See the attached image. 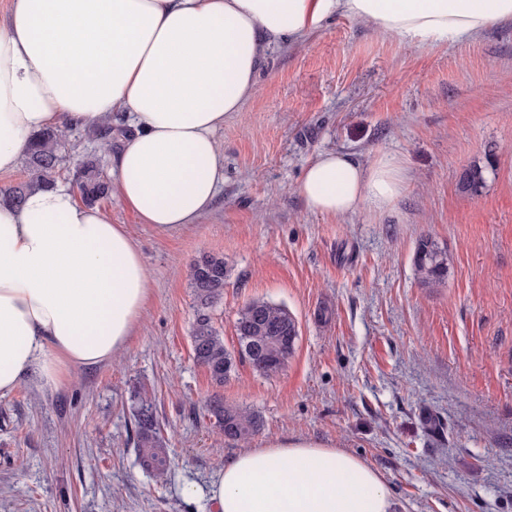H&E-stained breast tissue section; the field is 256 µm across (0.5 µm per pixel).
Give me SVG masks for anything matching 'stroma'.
<instances>
[{
  "mask_svg": "<svg viewBox=\"0 0 512 512\" xmlns=\"http://www.w3.org/2000/svg\"><path fill=\"white\" fill-rule=\"evenodd\" d=\"M256 81L219 134L224 182L198 224L157 231L116 196L100 201L142 252L148 308L112 363L0 397V512H213L210 484L229 458L297 438L367 461L398 512H512V20L408 47L333 17L304 44L270 45ZM122 144L74 131L57 182L72 185L79 155L109 172ZM329 150L364 165L399 156L406 192L383 213L308 211L296 185ZM473 164L484 182L470 193L459 177ZM424 237L448 254L445 284L415 276ZM205 253L230 269L211 310L229 351L249 301L295 317L281 372L241 360L219 387L194 360L187 269ZM139 396L168 446L161 481L139 464ZM216 398L258 413L261 430L225 440Z\"/></svg>",
  "mask_w": 512,
  "mask_h": 512,
  "instance_id": "1",
  "label": "stroma"
}]
</instances>
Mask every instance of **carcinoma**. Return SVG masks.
I'll use <instances>...</instances> for the list:
<instances>
[{"mask_svg":"<svg viewBox=\"0 0 512 512\" xmlns=\"http://www.w3.org/2000/svg\"><path fill=\"white\" fill-rule=\"evenodd\" d=\"M66 138L67 133L58 129H46L33 135L22 160L28 178L0 191V202L19 206L34 187L54 184ZM75 181L82 200L91 205L112 193V186L102 177L94 158L76 161ZM483 182V169L476 165L464 169L459 178L461 189L470 192L477 191ZM413 265L417 278L427 286L440 284L448 276L446 252L430 238L419 240ZM228 278L229 269L220 255H203L189 267L190 285L197 302L192 336L194 359L217 385L228 380L236 368L235 356L224 346V337L213 326L209 313L222 298ZM235 331L239 356L248 362L253 372L262 376H270L285 367L299 335L297 321L288 308L264 300H252L241 308ZM209 411L228 440H246L260 429V418L256 414L226 405L218 398L210 403ZM134 421L140 463L156 476H163L168 468V456L152 401L137 399Z\"/></svg>","mask_w":512,"mask_h":512,"instance_id":"cac0c4a2","label":"carcinoma"}]
</instances>
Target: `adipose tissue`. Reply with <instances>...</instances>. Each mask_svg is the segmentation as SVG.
I'll return each mask as SVG.
<instances>
[{"label": "adipose tissue", "instance_id": "ef3b65f1", "mask_svg": "<svg viewBox=\"0 0 512 512\" xmlns=\"http://www.w3.org/2000/svg\"><path fill=\"white\" fill-rule=\"evenodd\" d=\"M333 15L405 45L472 40L512 19V0H9L0 12V174L33 134L129 128L111 157L112 190L142 224L187 227L224 180L218 133L255 91L265 49L300 44ZM409 181L385 155L362 165L324 151L296 191L315 213L383 212ZM150 297L125 225L56 183L0 205V396L22 382L57 389L111 363ZM215 512H396L364 459L306 439L227 460L211 483Z\"/></svg>", "mask_w": 512, "mask_h": 512}]
</instances>
